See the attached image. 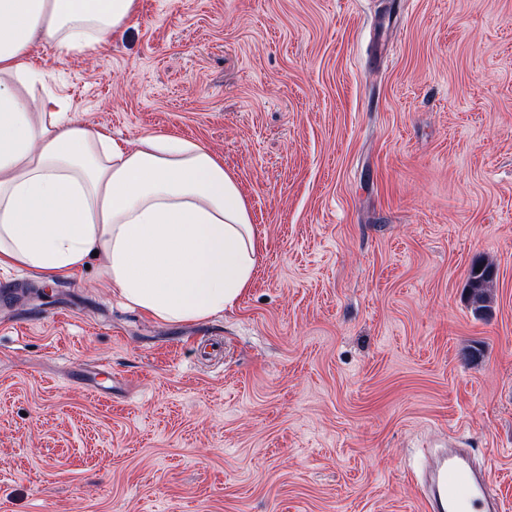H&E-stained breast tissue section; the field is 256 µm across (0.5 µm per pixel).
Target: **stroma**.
I'll list each match as a JSON object with an SVG mask.
<instances>
[{
	"mask_svg": "<svg viewBox=\"0 0 512 512\" xmlns=\"http://www.w3.org/2000/svg\"><path fill=\"white\" fill-rule=\"evenodd\" d=\"M34 61L86 124L208 146L260 256L168 324L98 263L0 268V512H423L452 437L512 512V0H140ZM479 269V272H476ZM495 269L491 262H474L468 272L466 289L468 301L475 313L483 312L488 306L491 289L494 287L496 278L490 275Z\"/></svg>",
	"mask_w": 512,
	"mask_h": 512,
	"instance_id": "1",
	"label": "stroma"
}]
</instances>
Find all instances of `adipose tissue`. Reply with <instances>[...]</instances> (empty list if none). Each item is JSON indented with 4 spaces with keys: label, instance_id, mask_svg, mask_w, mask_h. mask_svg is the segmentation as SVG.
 <instances>
[{
    "label": "adipose tissue",
    "instance_id": "1",
    "mask_svg": "<svg viewBox=\"0 0 512 512\" xmlns=\"http://www.w3.org/2000/svg\"><path fill=\"white\" fill-rule=\"evenodd\" d=\"M138 0H0V268L51 281L98 259L125 302L166 323L223 312L249 288L260 243L224 163L179 136L117 142L35 97L33 48L119 38Z\"/></svg>",
    "mask_w": 512,
    "mask_h": 512
}]
</instances>
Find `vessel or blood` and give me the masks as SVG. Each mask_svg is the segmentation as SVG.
<instances>
[{
  "label": "vessel or blood",
  "mask_w": 512,
  "mask_h": 512,
  "mask_svg": "<svg viewBox=\"0 0 512 512\" xmlns=\"http://www.w3.org/2000/svg\"><path fill=\"white\" fill-rule=\"evenodd\" d=\"M490 483L488 470H474L463 450L448 449L429 468L425 508L427 512H500L499 499L488 493Z\"/></svg>",
  "instance_id": "1"
}]
</instances>
